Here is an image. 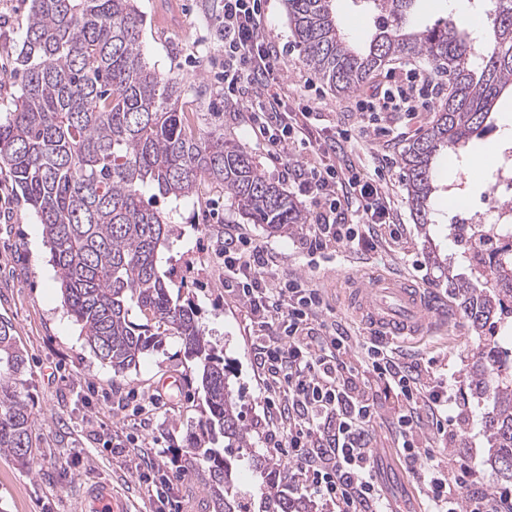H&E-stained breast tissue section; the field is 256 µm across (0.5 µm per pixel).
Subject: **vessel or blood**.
I'll use <instances>...</instances> for the list:
<instances>
[{"label":"vessel or blood","mask_w":512,"mask_h":512,"mask_svg":"<svg viewBox=\"0 0 512 512\" xmlns=\"http://www.w3.org/2000/svg\"><path fill=\"white\" fill-rule=\"evenodd\" d=\"M358 302L371 329L398 338L422 335L427 328L448 318L446 308L429 291L406 279L364 284ZM83 508L84 512H131L130 503L116 496L106 482L90 485L84 494Z\"/></svg>","instance_id":"vessel-or-blood-1"}]
</instances>
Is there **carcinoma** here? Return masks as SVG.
<instances>
[{
	"label": "carcinoma",
	"instance_id": "1",
	"mask_svg": "<svg viewBox=\"0 0 512 512\" xmlns=\"http://www.w3.org/2000/svg\"><path fill=\"white\" fill-rule=\"evenodd\" d=\"M377 15L376 33L355 46L336 18L335 0H284L306 65L342 94L360 89L389 62L422 58L448 78V95L424 131L401 153L416 223L435 224L431 200L440 190L434 159L460 152L512 88V0H485L492 31L476 53L473 38L451 22L417 29L406 22L416 0H359ZM215 34L224 29V0H203ZM137 0H31L13 108L0 120V175L35 209L49 243L64 305L90 352L123 374L146 352L177 337L196 366L204 394L199 432L187 446L191 464L209 474L214 512H245L235 484L248 436L224 373V358L206 339L194 306L171 293L160 266L173 234L170 216L144 199V189L174 201L191 197L207 177L224 186L242 216L286 233L306 221L302 209L262 175L252 155L224 139V126L196 138L187 131L177 74L144 60ZM448 276L476 332L512 303V253ZM137 314L143 322L132 320ZM472 384L492 403L483 418L490 449L484 466L512 481V374L498 353L481 348ZM27 355L0 320V454L26 467L34 421L24 393ZM251 506L256 512H309L276 467H263Z\"/></svg>",
	"mask_w": 512,
	"mask_h": 512
}]
</instances>
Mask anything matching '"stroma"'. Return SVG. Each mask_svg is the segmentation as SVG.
<instances>
[{
  "label": "stroma",
  "instance_id": "1",
  "mask_svg": "<svg viewBox=\"0 0 512 512\" xmlns=\"http://www.w3.org/2000/svg\"><path fill=\"white\" fill-rule=\"evenodd\" d=\"M138 5L144 19L146 62L160 73H178L207 89L206 96L189 104L192 111L204 115L195 124L196 134L223 125L225 139L245 147L266 178L281 185L302 210H309V197L272 158L267 142L256 138L248 112L223 100L224 52L203 14L201 0H139ZM473 10L471 0L455 5L450 0H416L411 24L431 26ZM28 15L29 0H0V77H9L16 66ZM265 21L266 32L279 49L277 66L288 94L287 111H297L306 102L313 108L316 129L329 131L338 126L357 133V140L344 149V160L368 176L382 172L393 203L395 231L383 233L374 250L350 244L310 256L295 247L305 234L304 225L284 235L269 233L264 225L243 218L223 186L211 181H201L193 197L178 203L156 199L157 207L171 212L175 226L163 258L164 268L171 271L170 288L193 301L207 338L222 350L249 432L239 482L245 490L258 489L262 478L255 464L259 461H278L285 474L293 465L287 459H275L263 443L272 422L263 402L265 385L257 372L254 346L266 330L250 320L242 302L224 286L221 246L228 234L252 238L266 247L275 260L274 277H303L319 289L326 305L323 321L347 330L355 341L348 358L356 367L361 364L362 343L375 337L374 330L351 308L356 281L408 278L446 298L451 314L448 325L395 343L394 349L402 362L430 361L435 373L454 375L461 410L458 427L465 431V438L457 447H449L447 435L429 424L421 435L423 443L436 448L440 469H447L452 454H469L484 461L489 444L483 415L489 403L470 395L473 355L479 347L492 346L502 360H512V314H503L490 329L475 333L458 300L451 298L447 280L434 268L427 250L431 243L441 255L450 257L455 271L466 269L463 247L452 228L456 211L450 208L447 193H438L434 199L435 224L423 230L413 221L401 152L433 114L385 112L381 115L385 134L371 131L360 136L366 116L354 109V95H336L305 65L283 0H266ZM507 136L512 138V93L508 91L499 97L485 128L473 136L468 151H498L500 140ZM42 237L33 208L10 180L0 176V320L12 325L18 346L28 354L25 392L38 448L33 463L25 468L0 455V512H78L85 488L98 481L111 482L117 492L131 499L133 512H158L151 487L164 477L178 478L182 512H213L204 470L181 473L169 463L144 478L127 458L131 451L148 458L162 448L184 449L198 429L203 394L180 341L165 337L160 347L141 357L136 368L115 374L90 353L79 326L63 307L49 250L38 253L33 249ZM375 398L380 416L371 430V444L379 481L394 512H422L427 506L422 488L397 448L392 423L396 398L382 389Z\"/></svg>",
  "mask_w": 512,
  "mask_h": 512
}]
</instances>
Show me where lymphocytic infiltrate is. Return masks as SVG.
<instances>
[{"label":"lymphocytic infiltrate","instance_id":"obj_1","mask_svg":"<svg viewBox=\"0 0 512 512\" xmlns=\"http://www.w3.org/2000/svg\"><path fill=\"white\" fill-rule=\"evenodd\" d=\"M264 6L265 0H224V98L249 112L252 129L272 147L300 144L314 153L313 162L285 168L311 199L308 253L356 241L376 248L380 228L394 224L387 188L382 179L337 163L338 152L352 140L348 129L317 136L311 106L284 112L286 93L263 27ZM427 82L417 69H407L390 87L355 98V109L368 114L426 109ZM223 255L225 282L251 319L271 332L255 356L268 381L265 401L286 426L285 441H274L272 449L296 461L301 491L335 504L337 512H382L385 494L370 446L378 415L368 387L373 377L398 401V439L406 463L422 473L430 512H512L511 489L478 491L484 475L475 461L458 463L459 476L452 481L430 467L435 451L419 443L423 421L447 428L449 441L462 438L452 384L436 377L431 366L402 363L392 349L374 342L363 345V367L351 366L344 359L351 336L317 329L323 299L308 280L270 282L268 251L244 236L225 239Z\"/></svg>","mask_w":512,"mask_h":512}]
</instances>
